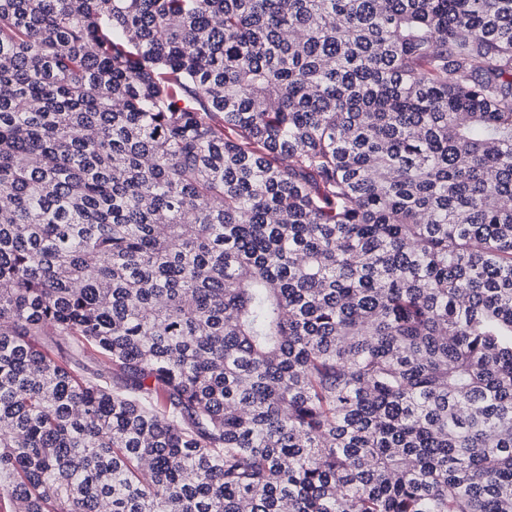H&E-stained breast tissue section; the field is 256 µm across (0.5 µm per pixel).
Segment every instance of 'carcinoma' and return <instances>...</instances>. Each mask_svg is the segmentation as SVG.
<instances>
[{"instance_id": "1", "label": "carcinoma", "mask_w": 512, "mask_h": 512, "mask_svg": "<svg viewBox=\"0 0 512 512\" xmlns=\"http://www.w3.org/2000/svg\"><path fill=\"white\" fill-rule=\"evenodd\" d=\"M12 512H512V0H0Z\"/></svg>"}]
</instances>
